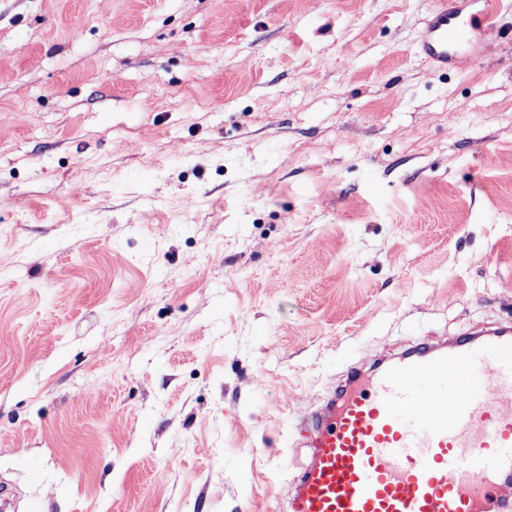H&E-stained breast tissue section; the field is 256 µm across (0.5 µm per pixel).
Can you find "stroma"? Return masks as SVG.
<instances>
[{"mask_svg": "<svg viewBox=\"0 0 512 512\" xmlns=\"http://www.w3.org/2000/svg\"><path fill=\"white\" fill-rule=\"evenodd\" d=\"M436 0H0L15 512H285L297 430L512 321V40ZM483 7L472 16L462 14L457 0H438V7L421 28L417 48L420 55L448 69V62L461 59L469 51L467 32L482 28L487 32L497 31L496 17L500 0H474Z\"/></svg>", "mask_w": 512, "mask_h": 512, "instance_id": "35a3bbf8", "label": "stroma"}]
</instances>
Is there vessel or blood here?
I'll return each mask as SVG.
<instances>
[{
    "label": "vessel or blood",
    "instance_id": "b4317fda",
    "mask_svg": "<svg viewBox=\"0 0 512 512\" xmlns=\"http://www.w3.org/2000/svg\"><path fill=\"white\" fill-rule=\"evenodd\" d=\"M499 2L466 16L438 0L419 54L461 59L469 30L496 32ZM301 435L312 457L288 512H501L512 503V326L419 345L368 377L350 368Z\"/></svg>",
    "mask_w": 512,
    "mask_h": 512
}]
</instances>
